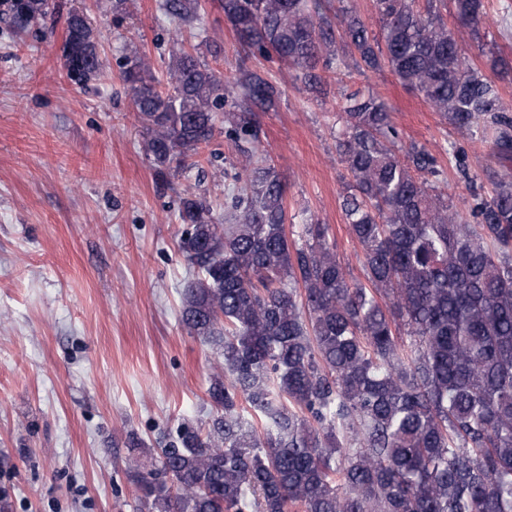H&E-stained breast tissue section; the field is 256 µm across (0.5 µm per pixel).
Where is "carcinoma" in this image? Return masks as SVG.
<instances>
[{
    "label": "carcinoma",
    "instance_id": "cac0c4a2",
    "mask_svg": "<svg viewBox=\"0 0 512 512\" xmlns=\"http://www.w3.org/2000/svg\"><path fill=\"white\" fill-rule=\"evenodd\" d=\"M477 26L484 0H452ZM246 54L293 67L322 94L319 67L389 68L448 124L512 159V104L461 48L436 0H375L379 34L322 0H222ZM197 19L201 0H162ZM52 0H0L17 31L44 23ZM97 34L70 14L67 77L102 76ZM157 89L147 59L124 57L145 158L160 176L215 135V114L249 160L216 220L203 196L182 198L178 249L198 278L182 295L190 336L216 347L224 372L207 390L215 413L182 427L151 468L129 471L135 512H512V171L493 194L472 192L465 224L434 194L443 170L416 145L403 149L391 108L374 94L345 97L336 144L352 177L342 211L363 251L367 283L352 281L325 224H305L291 249L286 189L256 157L257 112L280 92L243 72L242 99L191 52L168 64ZM458 177L474 185L468 156Z\"/></svg>",
    "mask_w": 512,
    "mask_h": 512
}]
</instances>
